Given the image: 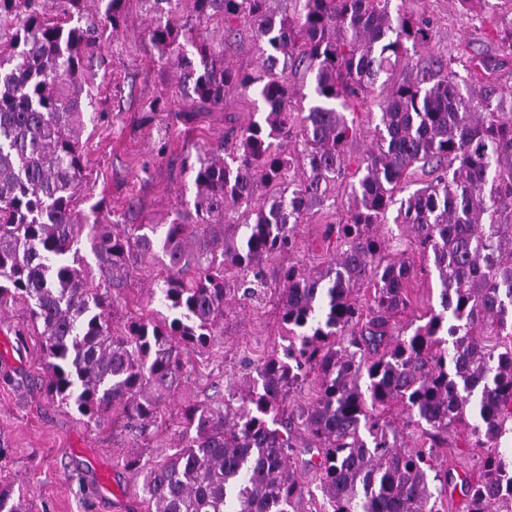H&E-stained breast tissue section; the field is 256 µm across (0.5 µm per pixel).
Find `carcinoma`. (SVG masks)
Instances as JSON below:
<instances>
[{
    "mask_svg": "<svg viewBox=\"0 0 512 512\" xmlns=\"http://www.w3.org/2000/svg\"><path fill=\"white\" fill-rule=\"evenodd\" d=\"M85 0H67L53 21L39 0H0V23L18 22L0 49V307L21 302L59 406L99 422L118 412L146 435L158 396L178 386L184 356L213 345L224 309L274 288L283 343L224 399L177 414L180 443L158 465L139 456L153 512H312L314 491L293 468L299 447L317 449V491L327 512H433L452 481L434 448L474 417L467 448H485L477 477L460 479L463 512H512V17L494 53L388 85L390 72L432 38L430 19L394 0H185L189 16L245 24L258 60L231 68L224 45L200 42L170 18L173 0H146L158 59L175 60L197 112L250 91L259 118L228 127L224 144L197 153L186 171L195 221L105 224L84 213L80 148L85 70L100 38L72 24ZM125 0H92L116 32ZM311 76L310 106L290 77ZM379 123L366 158L347 147L360 128L347 110L376 89ZM432 179L401 196L417 168ZM348 189L335 240L321 267L295 258L296 229ZM407 230L420 265L389 254ZM114 273L155 261L167 314L110 325L112 301L86 281L80 244ZM279 260L275 274L267 263ZM436 274L441 311L402 327L419 276ZM366 292L361 297L360 292ZM507 342L484 339L489 332ZM314 403L288 409L308 381ZM429 439L411 448L408 431ZM0 512H27L23 491L0 488Z\"/></svg>",
    "mask_w": 512,
    "mask_h": 512,
    "instance_id": "cac0c4a2",
    "label": "carcinoma"
}]
</instances>
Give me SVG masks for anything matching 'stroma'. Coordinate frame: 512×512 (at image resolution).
I'll return each instance as SVG.
<instances>
[{"mask_svg":"<svg viewBox=\"0 0 512 512\" xmlns=\"http://www.w3.org/2000/svg\"><path fill=\"white\" fill-rule=\"evenodd\" d=\"M406 8L434 21V38L398 69L394 82L411 71L425 70L435 60L495 50L491 32L497 21L489 12H471L456 0H406ZM127 27L103 35L87 77L83 99L98 113L85 121L81 146L88 178L77 207L100 205L101 219L128 224H166L175 216L192 217L194 188L183 171L186 156L217 144L228 125L246 124L252 116L251 95L228 96L223 110L185 120L188 97L177 69L158 60L148 30L154 15L143 0H126ZM197 40L220 43L232 65H246L258 56L248 27L237 36L224 32V21L213 16L193 22ZM156 100L166 111L147 114ZM335 208L318 213L296 230L297 258L308 269L328 258L324 231L336 222ZM160 268L150 265L124 278H113L92 254L84 256L89 284L107 289L113 300L111 326L123 329L130 317L155 313L153 278ZM28 314L22 304L0 309V486L27 489L29 512H149L142 479L125 466L139 455L160 463L180 441L176 415L187 401L223 396L227 385L242 382L253 364L281 342L274 294L240 302L224 312L223 334L208 350L188 355V365L175 392L160 399L162 427L156 436L140 437L119 417L89 421L76 408L52 403L45 386V368L35 337L27 333Z\"/></svg>","mask_w":512,"mask_h":512,"instance_id":"1","label":"stroma"}]
</instances>
